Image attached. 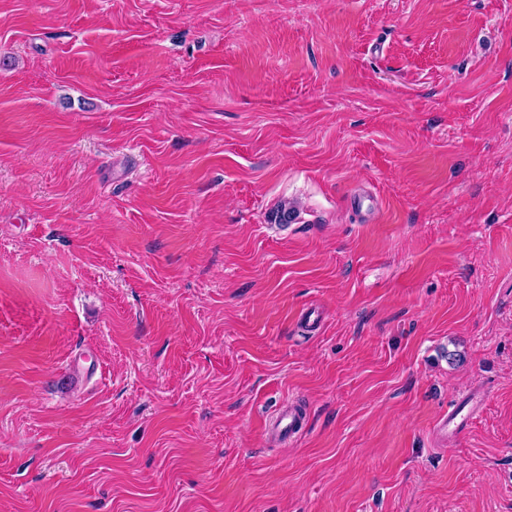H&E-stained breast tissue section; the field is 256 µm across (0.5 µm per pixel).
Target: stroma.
<instances>
[{"label": "stroma", "instance_id": "obj_1", "mask_svg": "<svg viewBox=\"0 0 512 512\" xmlns=\"http://www.w3.org/2000/svg\"><path fill=\"white\" fill-rule=\"evenodd\" d=\"M0 512H512V0H0Z\"/></svg>", "mask_w": 512, "mask_h": 512}]
</instances>
